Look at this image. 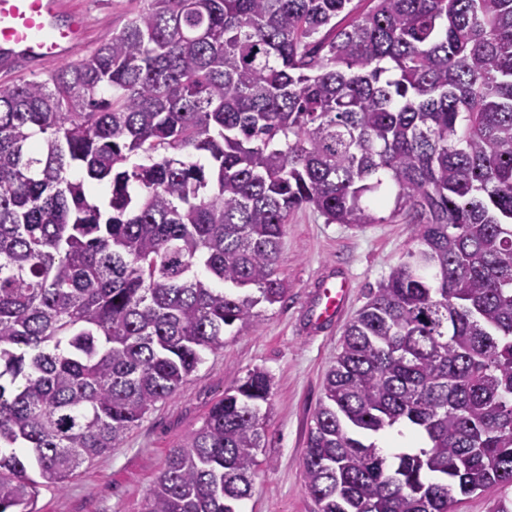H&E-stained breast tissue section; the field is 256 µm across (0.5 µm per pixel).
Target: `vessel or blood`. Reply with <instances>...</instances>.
Segmentation results:
<instances>
[{
  "instance_id": "b4317fda",
  "label": "vessel or blood",
  "mask_w": 512,
  "mask_h": 512,
  "mask_svg": "<svg viewBox=\"0 0 512 512\" xmlns=\"http://www.w3.org/2000/svg\"><path fill=\"white\" fill-rule=\"evenodd\" d=\"M85 29L83 16L63 0H0V67L27 69L72 55ZM347 282H325L314 320L335 319L347 294Z\"/></svg>"
}]
</instances>
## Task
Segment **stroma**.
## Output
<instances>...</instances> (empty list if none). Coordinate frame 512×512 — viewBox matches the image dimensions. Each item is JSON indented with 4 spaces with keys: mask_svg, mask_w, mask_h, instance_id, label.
I'll return each mask as SVG.
<instances>
[{
    "mask_svg": "<svg viewBox=\"0 0 512 512\" xmlns=\"http://www.w3.org/2000/svg\"><path fill=\"white\" fill-rule=\"evenodd\" d=\"M87 17L82 48L90 53L109 40L140 6V0H68ZM412 225L402 222L328 224L311 209L291 216L278 255L288 283L285 299L262 306L257 326L231 327L224 346L171 397L156 403L127 438L105 455L83 463L65 489L41 487L39 512H144L150 488L172 452L198 429L225 390L259 367L273 379V396L258 458L261 462L242 512H313L304 486L303 457L313 416L323 398L324 378L335 363L347 324L407 251ZM329 278L349 284L335 321L310 319L320 287Z\"/></svg>",
    "mask_w": 512,
    "mask_h": 512,
    "instance_id": "35a3bbf8",
    "label": "stroma"
}]
</instances>
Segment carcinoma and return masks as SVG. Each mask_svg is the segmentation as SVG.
<instances>
[{
    "mask_svg": "<svg viewBox=\"0 0 512 512\" xmlns=\"http://www.w3.org/2000/svg\"><path fill=\"white\" fill-rule=\"evenodd\" d=\"M142 0L0 82V512H37L282 301L290 216L413 225L324 381L315 512L512 486V0ZM271 377L168 456L145 512H239ZM401 426L422 446L393 457Z\"/></svg>",
    "mask_w": 512,
    "mask_h": 512,
    "instance_id": "carcinoma-1",
    "label": "carcinoma"
}]
</instances>
